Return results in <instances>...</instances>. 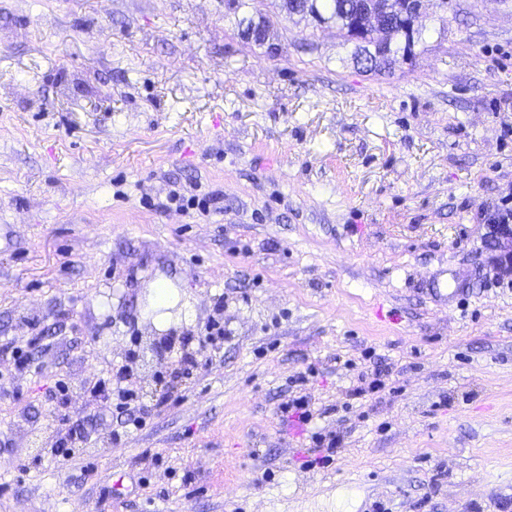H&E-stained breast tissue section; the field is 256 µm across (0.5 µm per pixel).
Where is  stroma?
<instances>
[{
    "label": "stroma",
    "mask_w": 512,
    "mask_h": 512,
    "mask_svg": "<svg viewBox=\"0 0 512 512\" xmlns=\"http://www.w3.org/2000/svg\"><path fill=\"white\" fill-rule=\"evenodd\" d=\"M353 51L280 0H0V512H512V285L486 261L512 0H448L380 74ZM174 191L219 207L160 209ZM213 319L210 362L171 379ZM124 363L125 436L86 391ZM314 433L344 441L307 468Z\"/></svg>",
    "instance_id": "stroma-1"
}]
</instances>
